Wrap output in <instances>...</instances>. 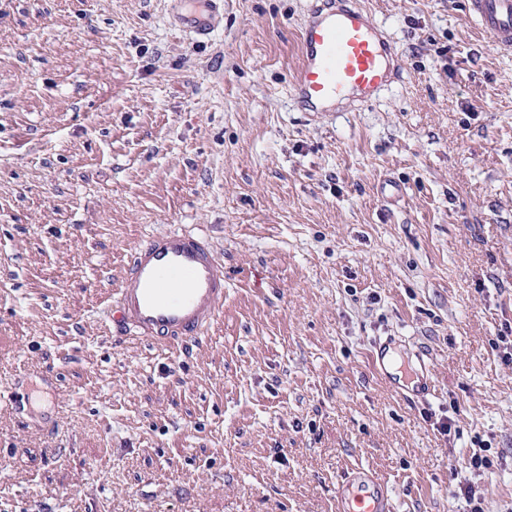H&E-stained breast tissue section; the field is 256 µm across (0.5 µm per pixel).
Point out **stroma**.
<instances>
[{
    "mask_svg": "<svg viewBox=\"0 0 512 512\" xmlns=\"http://www.w3.org/2000/svg\"><path fill=\"white\" fill-rule=\"evenodd\" d=\"M464 2L359 0L402 78L313 112L312 0H223L205 37L184 0H0V512H336L355 467L393 512L466 481L512 512V48ZM175 229L221 318L117 335L127 254Z\"/></svg>",
    "mask_w": 512,
    "mask_h": 512,
    "instance_id": "stroma-1",
    "label": "stroma"
}]
</instances>
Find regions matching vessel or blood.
<instances>
[{"label": "vessel or blood", "mask_w": 512, "mask_h": 512, "mask_svg": "<svg viewBox=\"0 0 512 512\" xmlns=\"http://www.w3.org/2000/svg\"><path fill=\"white\" fill-rule=\"evenodd\" d=\"M218 0H196L185 19L198 34L213 27ZM486 42L512 47V0H468ZM300 61L291 76L307 107L356 93L370 98L396 78L400 61L356 0H320L299 32ZM224 299V264L200 234L147 237L128 255L112 323L117 332L172 346L197 339L214 324ZM337 512H393L386 482L357 469L336 488Z\"/></svg>", "instance_id": "b4317fda"}]
</instances>
